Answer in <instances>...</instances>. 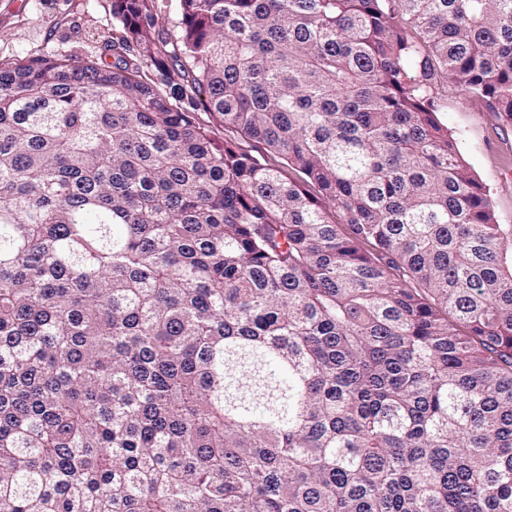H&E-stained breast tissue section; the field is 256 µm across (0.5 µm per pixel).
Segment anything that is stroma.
<instances>
[{
	"mask_svg": "<svg viewBox=\"0 0 512 512\" xmlns=\"http://www.w3.org/2000/svg\"><path fill=\"white\" fill-rule=\"evenodd\" d=\"M120 35L112 0H0V59L66 52L110 63ZM434 95L437 115L482 183L497 223L512 224V123L453 82L437 83Z\"/></svg>",
	"mask_w": 512,
	"mask_h": 512,
	"instance_id": "35a3bbf8",
	"label": "stroma"
}]
</instances>
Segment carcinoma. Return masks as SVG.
I'll list each match as a JSON object with an SVG mask.
<instances>
[{
  "label": "carcinoma",
  "mask_w": 512,
  "mask_h": 512,
  "mask_svg": "<svg viewBox=\"0 0 512 512\" xmlns=\"http://www.w3.org/2000/svg\"><path fill=\"white\" fill-rule=\"evenodd\" d=\"M157 8L0 60V512H512V224L433 96L512 122V0ZM176 0H162L157 8L155 23L156 28L165 30L171 34H177L180 30V16L175 9ZM171 4V5H170ZM170 5V6H166ZM194 117L197 122L208 127L212 136L217 140L224 141V139H232L243 149L250 151L252 154L257 156L262 155L272 164H280L278 162L279 159L267 153L264 149V146L256 139L249 138L238 130L225 128L224 125L220 123L219 120H217L215 117H213L209 112L198 110L194 112Z\"/></svg>",
  "instance_id": "1"
}]
</instances>
